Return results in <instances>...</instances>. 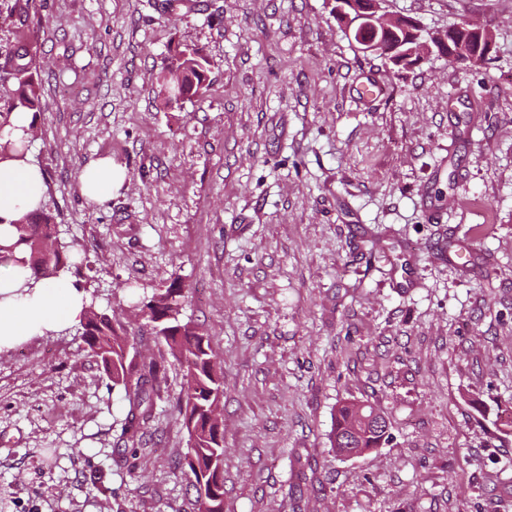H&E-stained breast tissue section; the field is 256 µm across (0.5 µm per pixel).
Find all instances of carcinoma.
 I'll return each instance as SVG.
<instances>
[{
    "label": "carcinoma",
    "mask_w": 512,
    "mask_h": 512,
    "mask_svg": "<svg viewBox=\"0 0 512 512\" xmlns=\"http://www.w3.org/2000/svg\"><path fill=\"white\" fill-rule=\"evenodd\" d=\"M35 8V0H14L7 10L0 9V28L11 27L24 37L0 64V130L11 113H37L46 107L37 73L24 62L30 56L26 18ZM413 30V26H404L392 33L401 45L400 56L391 61L393 66L409 69L418 64V58L411 57L415 45ZM448 40L449 46L439 54L466 67L486 61L492 49L486 35L469 31L464 22L448 27ZM206 65V59L197 50L178 51L157 77L162 104L171 108L203 96L208 87ZM12 226V237L0 244V266L16 260L17 253L23 255L21 263L33 274L32 280L24 283L29 289L41 279L58 277L79 255L75 244L60 236L55 217L44 205L13 221ZM186 298L185 285L174 276L141 306L138 316L142 326L166 345L182 370V391L171 405L188 435L179 469L192 479L198 512H224V436L213 418L214 404L224 397L223 375L218 371L208 338L181 319ZM80 326L84 342L99 358L112 386L123 387L125 393L127 412L119 436L122 447L117 449L122 459L126 450L142 444L155 401L162 399L164 393L167 365L163 360H129L135 337L128 333L120 317L101 313L92 304L85 308ZM373 412L375 409L365 403L342 404L331 435L332 448L338 453L349 450L363 455L379 447L384 429L363 421Z\"/></svg>",
    "instance_id": "cac0c4a2"
}]
</instances>
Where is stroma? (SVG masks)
<instances>
[{
	"instance_id": "obj_1",
	"label": "stroma",
	"mask_w": 512,
	"mask_h": 512,
	"mask_svg": "<svg viewBox=\"0 0 512 512\" xmlns=\"http://www.w3.org/2000/svg\"><path fill=\"white\" fill-rule=\"evenodd\" d=\"M488 62L363 52L332 0H37L47 107L29 144L82 263L63 279L137 329L179 275L184 321L224 372V512H512V0H387ZM198 49L207 93L156 76ZM374 81L381 97L358 87ZM127 171L104 203L76 175ZM168 364L145 441L76 327L0 351V512H197ZM346 400L388 422L371 453L329 437ZM476 31L490 35V33L479 26ZM470 32L466 22H461L448 28L449 46L440 50L438 54L448 57L454 63L473 66L488 59L489 52L492 49V41H489L485 34L481 35ZM461 46L460 49L458 46ZM465 52V54L462 53ZM488 54V55H487Z\"/></svg>"
}]
</instances>
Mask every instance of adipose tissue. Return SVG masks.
Here are the masks:
<instances>
[{
  "mask_svg": "<svg viewBox=\"0 0 512 512\" xmlns=\"http://www.w3.org/2000/svg\"><path fill=\"white\" fill-rule=\"evenodd\" d=\"M125 178L122 167L102 158L80 169L76 183L82 196L100 203L120 189ZM43 201V176L33 163L0 162V239L9 234L11 220L35 210ZM30 275L29 267L17 262L0 272V347L43 329L71 323L83 312L82 292L61 279L40 281L30 295L13 297L17 282Z\"/></svg>",
  "mask_w": 512,
  "mask_h": 512,
  "instance_id": "1",
  "label": "adipose tissue"
}]
</instances>
